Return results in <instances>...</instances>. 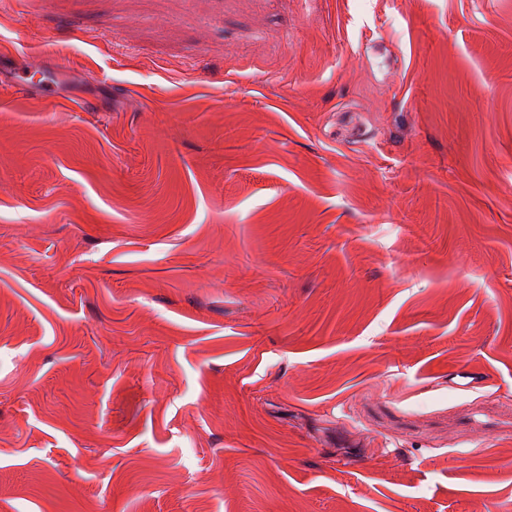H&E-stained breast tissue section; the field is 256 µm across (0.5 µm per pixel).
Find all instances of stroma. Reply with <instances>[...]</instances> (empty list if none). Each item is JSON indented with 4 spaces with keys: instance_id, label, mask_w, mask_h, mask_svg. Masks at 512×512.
Listing matches in <instances>:
<instances>
[{
    "instance_id": "35a3bbf8",
    "label": "stroma",
    "mask_w": 512,
    "mask_h": 512,
    "mask_svg": "<svg viewBox=\"0 0 512 512\" xmlns=\"http://www.w3.org/2000/svg\"><path fill=\"white\" fill-rule=\"evenodd\" d=\"M0 512H512V0H0ZM12 72L16 85L22 87H31V85L34 84L41 89L45 96L53 97L55 85L51 71L44 69L36 70L35 68L31 67L24 58H22L21 60L13 63ZM33 73L40 75V78L37 82H34L30 79Z\"/></svg>"
}]
</instances>
